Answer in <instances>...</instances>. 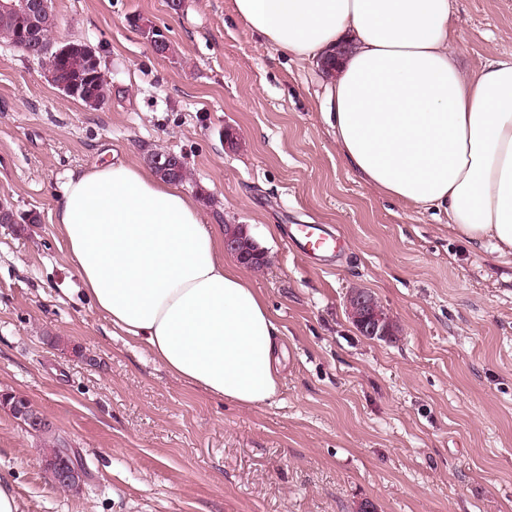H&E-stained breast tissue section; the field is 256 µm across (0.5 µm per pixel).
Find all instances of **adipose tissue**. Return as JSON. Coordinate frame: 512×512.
<instances>
[{"label": "adipose tissue", "instance_id": "adipose-tissue-1", "mask_svg": "<svg viewBox=\"0 0 512 512\" xmlns=\"http://www.w3.org/2000/svg\"><path fill=\"white\" fill-rule=\"evenodd\" d=\"M251 33L303 60L338 55L326 119L377 194L431 206L472 248L512 256V57L472 76L451 0H233ZM336 54V53H335ZM54 223L93 306L174 378L244 406L276 396L281 329L225 228L133 163L70 172Z\"/></svg>", "mask_w": 512, "mask_h": 512}]
</instances>
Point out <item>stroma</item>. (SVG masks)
<instances>
[{
  "label": "stroma",
  "instance_id": "1",
  "mask_svg": "<svg viewBox=\"0 0 512 512\" xmlns=\"http://www.w3.org/2000/svg\"><path fill=\"white\" fill-rule=\"evenodd\" d=\"M51 6L55 38L96 49L111 95L89 109L0 42V203L39 218L0 224V390L37 404L88 466L82 492L52 486L39 438L1 411L0 476L24 512H512V258L370 189L319 110V68L253 36L233 0ZM454 22L466 74L512 56V0H455ZM157 148L184 158L204 218L246 225L268 252L244 275L286 350L269 402L176 380L79 289L53 222L68 173ZM296 224L326 225L339 251L297 252ZM356 288L395 339L359 334Z\"/></svg>",
  "mask_w": 512,
  "mask_h": 512
}]
</instances>
